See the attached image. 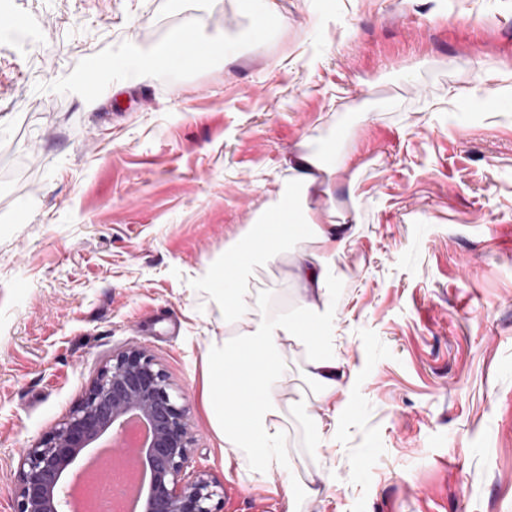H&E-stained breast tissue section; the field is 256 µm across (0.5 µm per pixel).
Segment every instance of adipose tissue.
<instances>
[{
	"label": "adipose tissue",
	"instance_id": "obj_1",
	"mask_svg": "<svg viewBox=\"0 0 512 512\" xmlns=\"http://www.w3.org/2000/svg\"><path fill=\"white\" fill-rule=\"evenodd\" d=\"M353 169L348 150L330 160L302 147L291 151V191L262 205L254 223L225 244L223 259L209 266L205 286L224 318V335L205 354L209 383L204 402L229 464L245 472L256 489H268L272 473L288 469L285 344L305 347L304 378L319 396L335 395L345 377L336 354L333 298L336 259L356 235V211L337 201L345 192L341 178ZM320 196L332 203L324 220L308 205ZM286 214L294 220L292 227L275 230ZM300 238L309 248L294 268L302 295L293 308L276 306L273 289L247 288L254 267L276 260ZM241 390L249 392V400H238Z\"/></svg>",
	"mask_w": 512,
	"mask_h": 512
}]
</instances>
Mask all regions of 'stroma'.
I'll list each match as a JSON object with an SVG mask.
<instances>
[{
    "label": "stroma",
    "mask_w": 512,
    "mask_h": 512,
    "mask_svg": "<svg viewBox=\"0 0 512 512\" xmlns=\"http://www.w3.org/2000/svg\"><path fill=\"white\" fill-rule=\"evenodd\" d=\"M0 0V512L20 452L113 352L151 350L187 409L189 470L223 512H284L224 465L204 360L224 321L209 263L287 181L300 142L355 151L359 229L336 260L347 377L318 399L286 347L299 512H512V0ZM227 57L138 69L173 34ZM106 95L79 94L86 58ZM492 79L480 82L479 74ZM296 244L257 269L292 304ZM342 411L331 447L310 415ZM331 486V481L319 470L309 473L306 480L292 481L289 479L285 488L286 512L298 511L299 499L317 496Z\"/></svg>",
    "instance_id": "35a3bbf8"
}]
</instances>
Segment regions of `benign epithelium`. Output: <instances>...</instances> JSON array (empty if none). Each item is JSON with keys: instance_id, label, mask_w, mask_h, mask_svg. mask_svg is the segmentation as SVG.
I'll return each mask as SVG.
<instances>
[{"instance_id": "obj_1", "label": "benign epithelium", "mask_w": 512, "mask_h": 512, "mask_svg": "<svg viewBox=\"0 0 512 512\" xmlns=\"http://www.w3.org/2000/svg\"><path fill=\"white\" fill-rule=\"evenodd\" d=\"M151 431L142 448L150 473L143 512H222L223 486L204 471L186 474L191 434L186 408L154 355L136 342L112 354L81 403L45 438L23 450L14 512H64L75 464L101 439L118 450L128 417Z\"/></svg>"}]
</instances>
